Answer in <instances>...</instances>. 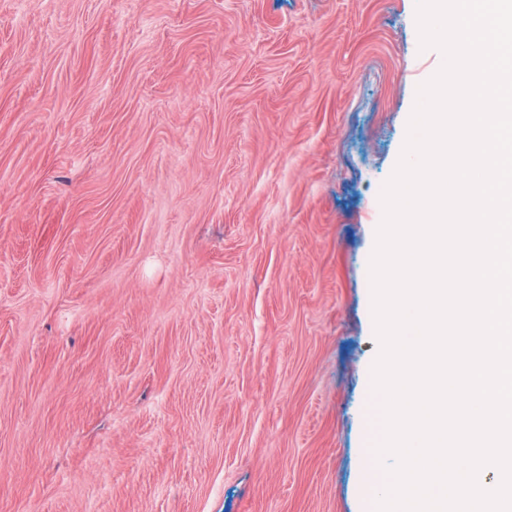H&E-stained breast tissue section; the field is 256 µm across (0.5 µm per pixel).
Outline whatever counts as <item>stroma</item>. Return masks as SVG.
<instances>
[{
  "label": "stroma",
  "mask_w": 512,
  "mask_h": 512,
  "mask_svg": "<svg viewBox=\"0 0 512 512\" xmlns=\"http://www.w3.org/2000/svg\"><path fill=\"white\" fill-rule=\"evenodd\" d=\"M416 7L0 0V512H374Z\"/></svg>",
  "instance_id": "1"
}]
</instances>
